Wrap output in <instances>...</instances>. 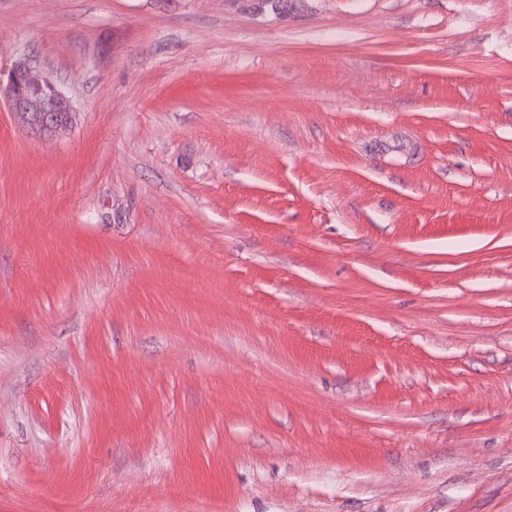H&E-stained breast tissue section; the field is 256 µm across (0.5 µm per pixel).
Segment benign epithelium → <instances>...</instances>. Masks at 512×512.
<instances>
[{
    "label": "benign epithelium",
    "mask_w": 512,
    "mask_h": 512,
    "mask_svg": "<svg viewBox=\"0 0 512 512\" xmlns=\"http://www.w3.org/2000/svg\"><path fill=\"white\" fill-rule=\"evenodd\" d=\"M5 95L14 119L37 134L67 128L75 113L67 90L46 77L31 57L13 63L7 74Z\"/></svg>",
    "instance_id": "1"
}]
</instances>
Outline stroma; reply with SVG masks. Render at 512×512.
<instances>
[{
	"label": "stroma",
	"instance_id": "1",
	"mask_svg": "<svg viewBox=\"0 0 512 512\" xmlns=\"http://www.w3.org/2000/svg\"><path fill=\"white\" fill-rule=\"evenodd\" d=\"M0 512H512V0H0ZM4 91L14 119L37 134L67 128L76 112L67 90L46 77L31 57L13 63Z\"/></svg>",
	"mask_w": 512,
	"mask_h": 512
}]
</instances>
